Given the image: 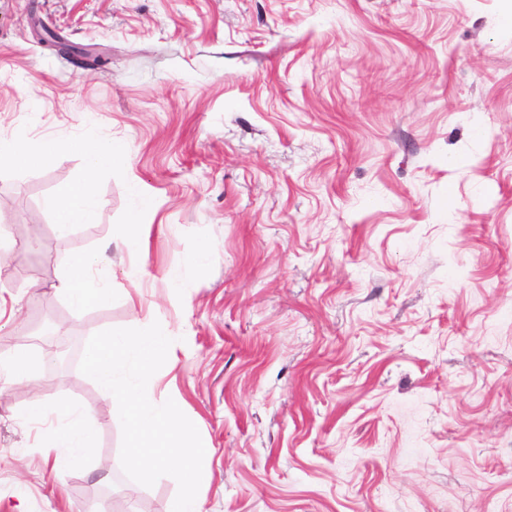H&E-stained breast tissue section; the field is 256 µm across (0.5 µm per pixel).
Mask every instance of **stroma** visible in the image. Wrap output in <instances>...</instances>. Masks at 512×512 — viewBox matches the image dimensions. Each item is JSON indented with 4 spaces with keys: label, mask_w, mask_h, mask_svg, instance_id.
Masks as SVG:
<instances>
[{
    "label": "stroma",
    "mask_w": 512,
    "mask_h": 512,
    "mask_svg": "<svg viewBox=\"0 0 512 512\" xmlns=\"http://www.w3.org/2000/svg\"><path fill=\"white\" fill-rule=\"evenodd\" d=\"M512 0H0V218L42 246L0 273V357L54 316L78 337L160 323L154 374L198 428L202 512H512ZM101 164L95 223L48 199ZM141 255L121 237L131 186ZM103 252L106 300L54 293ZM81 352L0 396V512H110L178 485L122 470L112 396ZM88 410L58 479L35 403ZM27 134L19 130L10 136H0V158L15 157L27 150ZM125 148L121 143L104 141L92 145L87 152V166L81 179L57 190L49 201L55 231L60 235L69 233L76 224H92L99 207L93 189L97 170L106 160L120 157ZM131 194L134 196V215L131 224L127 225L128 230L122 239V244L131 255L137 254L143 248L142 225L139 224V216L147 210V202L144 193L138 186L131 187Z\"/></svg>",
    "instance_id": "1"
}]
</instances>
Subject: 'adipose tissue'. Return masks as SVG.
Listing matches in <instances>:
<instances>
[{"instance_id": "ef3b65f1", "label": "adipose tissue", "mask_w": 512, "mask_h": 512, "mask_svg": "<svg viewBox=\"0 0 512 512\" xmlns=\"http://www.w3.org/2000/svg\"><path fill=\"white\" fill-rule=\"evenodd\" d=\"M124 151L121 143L112 141L100 142L89 148L87 166L81 179L59 188L49 201L58 234H67L76 225L94 222L99 207L93 189L97 170L103 161L122 156ZM97 261L94 255L74 258L71 271L66 272L55 287L56 293L68 300L73 317H80L101 303L108 294L105 281L91 272ZM55 411L61 426L48 445L55 450V468L65 473L77 465L84 450L91 447L94 432L88 425L86 411L78 405L63 402L56 406Z\"/></svg>"}]
</instances>
